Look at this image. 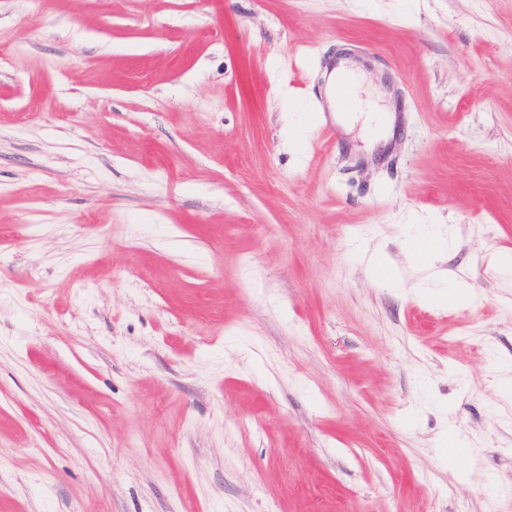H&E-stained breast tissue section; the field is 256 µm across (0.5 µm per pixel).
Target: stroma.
<instances>
[{
    "label": "stroma",
    "instance_id": "stroma-1",
    "mask_svg": "<svg viewBox=\"0 0 512 512\" xmlns=\"http://www.w3.org/2000/svg\"><path fill=\"white\" fill-rule=\"evenodd\" d=\"M506 252L512 0H0V512H512ZM351 78L358 91L357 102L355 106L349 110L341 111L339 106L342 109H347L353 101L355 95L354 86L351 83L344 82L339 86L338 83L340 78ZM336 81V87H335ZM362 83V77L359 72H357L353 67H347L344 63H340V65L330 74L327 84H326V96L328 98L329 104L331 108H336V112H349L346 115H341V119L344 123H354L359 120H362L363 126L366 130V133L370 137H376L381 132L384 131L388 122L389 115L387 112H384L382 109L371 106L369 104H365L364 101L359 96V89ZM337 90H338V101H337ZM336 97V100H335ZM339 102V105H338Z\"/></svg>",
    "mask_w": 512,
    "mask_h": 512
}]
</instances>
